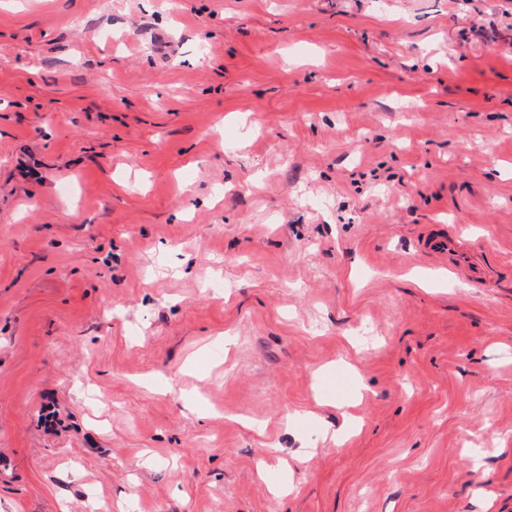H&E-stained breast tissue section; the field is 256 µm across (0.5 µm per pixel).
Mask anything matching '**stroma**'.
Segmentation results:
<instances>
[{
  "instance_id": "stroma-1",
  "label": "stroma",
  "mask_w": 512,
  "mask_h": 512,
  "mask_svg": "<svg viewBox=\"0 0 512 512\" xmlns=\"http://www.w3.org/2000/svg\"><path fill=\"white\" fill-rule=\"evenodd\" d=\"M101 2L0 0V512H512V0ZM462 240L458 235H433L424 240V249L437 255H448L452 259L449 267L457 270L461 265H469L470 256L462 249Z\"/></svg>"
}]
</instances>
